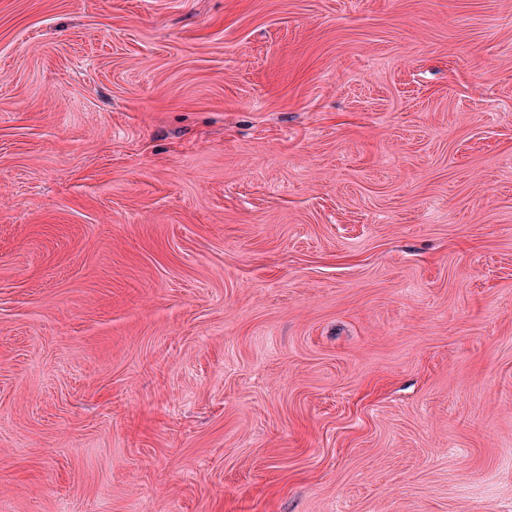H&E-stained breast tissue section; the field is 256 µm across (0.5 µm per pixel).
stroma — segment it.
<instances>
[{
	"mask_svg": "<svg viewBox=\"0 0 512 512\" xmlns=\"http://www.w3.org/2000/svg\"><path fill=\"white\" fill-rule=\"evenodd\" d=\"M0 512H512V0H0Z\"/></svg>",
	"mask_w": 512,
	"mask_h": 512,
	"instance_id": "obj_1",
	"label": "stroma"
}]
</instances>
